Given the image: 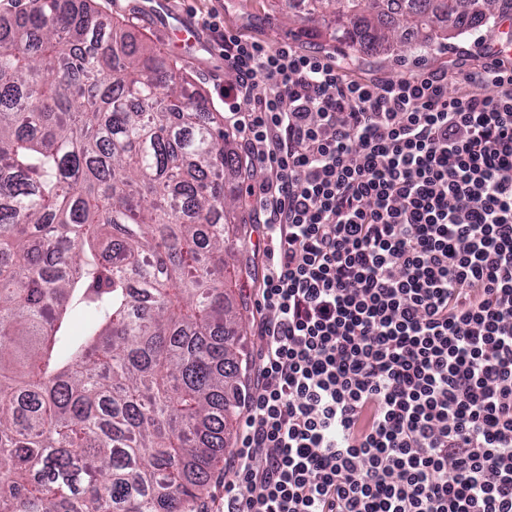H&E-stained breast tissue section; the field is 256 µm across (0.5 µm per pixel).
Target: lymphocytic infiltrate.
Segmentation results:
<instances>
[{
    "mask_svg": "<svg viewBox=\"0 0 512 512\" xmlns=\"http://www.w3.org/2000/svg\"><path fill=\"white\" fill-rule=\"evenodd\" d=\"M220 37L266 267L223 512H512V60L452 94Z\"/></svg>",
    "mask_w": 512,
    "mask_h": 512,
    "instance_id": "obj_1",
    "label": "lymphocytic infiltrate"
}]
</instances>
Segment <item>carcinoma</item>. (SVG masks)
I'll return each instance as SVG.
<instances>
[{
  "label": "carcinoma",
  "instance_id": "obj_1",
  "mask_svg": "<svg viewBox=\"0 0 512 512\" xmlns=\"http://www.w3.org/2000/svg\"><path fill=\"white\" fill-rule=\"evenodd\" d=\"M366 55L512 0H301ZM176 58L85 3L0 22V512H193L241 398L243 160Z\"/></svg>",
  "mask_w": 512,
  "mask_h": 512
}]
</instances>
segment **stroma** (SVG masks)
Returning a JSON list of instances; mask_svg holds the SVG:
<instances>
[{"mask_svg": "<svg viewBox=\"0 0 512 512\" xmlns=\"http://www.w3.org/2000/svg\"><path fill=\"white\" fill-rule=\"evenodd\" d=\"M94 4L107 17L124 21L133 39L146 41L175 56L219 110L224 107V87L234 82L235 75L224 67L220 38L203 24L213 8L219 10L225 29L244 39L269 45L287 43L302 52L320 50L345 59L357 74L365 77H400L447 70L448 89L452 92L458 87L457 71L452 67L457 50L479 54L481 48L475 38L489 33L512 47V18L501 15L491 17L478 30L449 38L431 53L397 57L360 55L338 46L326 36L305 33L298 22L301 5H281L277 0H94ZM264 271V265H253L251 274L240 276L232 286V306L244 314L245 358L241 374L245 377L250 375L253 359L262 344L255 321L253 290Z\"/></svg>", "mask_w": 512, "mask_h": 512, "instance_id": "1", "label": "stroma"}]
</instances>
